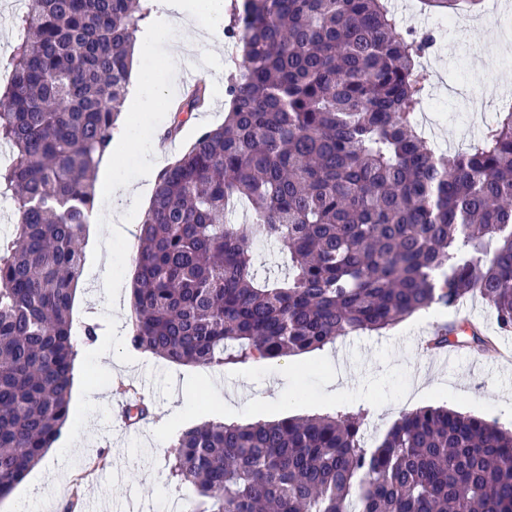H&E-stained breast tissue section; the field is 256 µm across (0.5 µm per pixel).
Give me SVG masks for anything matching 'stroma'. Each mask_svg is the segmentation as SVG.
Segmentation results:
<instances>
[{
	"label": "stroma",
	"instance_id": "stroma-1",
	"mask_svg": "<svg viewBox=\"0 0 512 512\" xmlns=\"http://www.w3.org/2000/svg\"><path fill=\"white\" fill-rule=\"evenodd\" d=\"M397 21L421 35L434 32L437 43L427 58L435 79L427 95L447 115L426 139L432 147L477 142L492 123L502 100L492 87L500 75H512V13L489 0L491 9L474 24L448 27L446 15L424 9L420 0H397ZM174 38L158 41L143 69L183 76L186 63L206 62L204 81L233 70L239 50L231 43L216 48L206 43L175 52ZM171 114L154 107L137 117L132 142L114 155L123 176L137 178L153 143L170 124ZM136 245L98 230L87 237L84 264L76 292L74 330L85 324L101 327L95 342L79 346L66 425L41 462L0 500V512H16L29 501L31 512H84L93 501L99 512L133 507L135 512H167L169 503L189 502L193 487L169 474L180 433L207 422L247 423L307 417L337 411L367 410L365 441L375 446L402 413L426 406L447 405L512 429V332L500 335L503 354L492 358L462 349L457 362H443L423 339L448 317L418 312L380 332L345 336L321 350L282 358L228 363L220 367L180 366L151 353L133 349L127 340L130 310L127 289L104 297L97 273L104 256H111L116 275H124ZM344 362L350 379L347 392L335 397L337 373L327 359ZM292 364V391L276 390L277 374ZM143 394L151 414L141 429L126 430L112 422V407L122 389Z\"/></svg>",
	"mask_w": 512,
	"mask_h": 512
}]
</instances>
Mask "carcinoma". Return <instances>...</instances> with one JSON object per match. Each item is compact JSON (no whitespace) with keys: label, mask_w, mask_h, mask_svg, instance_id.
Here are the masks:
<instances>
[{"label":"carcinoma","mask_w":512,"mask_h":512,"mask_svg":"<svg viewBox=\"0 0 512 512\" xmlns=\"http://www.w3.org/2000/svg\"><path fill=\"white\" fill-rule=\"evenodd\" d=\"M481 0H424L457 14ZM150 0H28L0 89V498L66 424L81 241L112 152L131 48ZM242 49L224 123L157 175L139 227L128 342L178 365L274 359L479 298L512 331V103L444 153L417 124L434 37L386 0H234ZM192 90L172 135L206 105ZM257 241L282 272L261 275ZM490 353L470 322L429 340ZM337 412L184 430L170 468L191 512H512V431L443 408L404 414L379 445Z\"/></svg>","instance_id":"obj_1"}]
</instances>
